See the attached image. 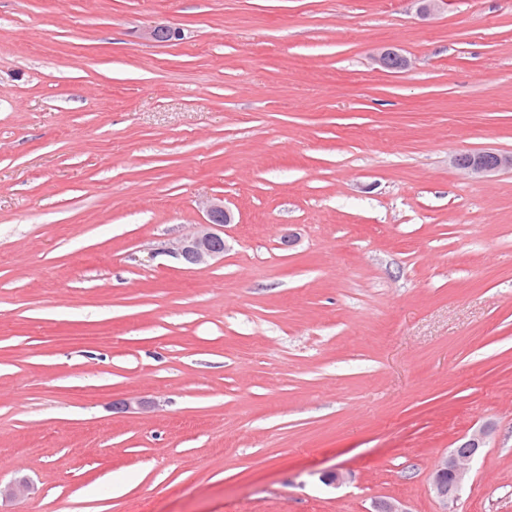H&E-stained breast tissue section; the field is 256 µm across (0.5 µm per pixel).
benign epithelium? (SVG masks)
Listing matches in <instances>:
<instances>
[{
    "mask_svg": "<svg viewBox=\"0 0 512 512\" xmlns=\"http://www.w3.org/2000/svg\"><path fill=\"white\" fill-rule=\"evenodd\" d=\"M453 163L459 169L475 175L486 176L501 170H512V153L492 151L468 152L458 154ZM206 222L196 225L194 232L178 239L170 247L189 268H203L224 255L226 244L217 228L233 221V214L224 207V200L214 198L204 203ZM493 429L484 425L475 430L463 443L466 450L454 449L452 453L436 464L432 489L443 502L455 501L462 489L468 472V464L480 448L484 447Z\"/></svg>",
    "mask_w": 512,
    "mask_h": 512,
    "instance_id": "1",
    "label": "benign epithelium"
}]
</instances>
